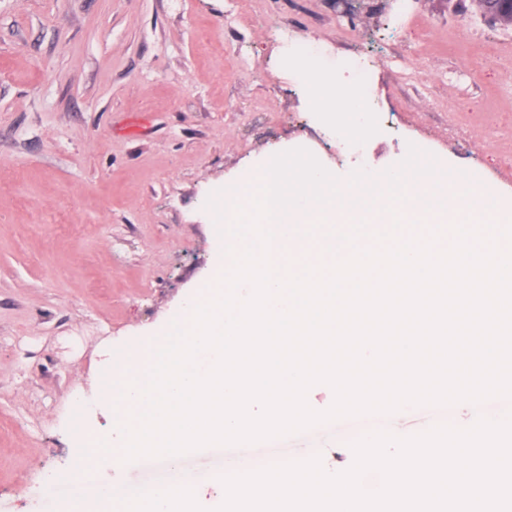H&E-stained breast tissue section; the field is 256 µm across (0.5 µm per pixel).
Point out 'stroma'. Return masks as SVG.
Wrapping results in <instances>:
<instances>
[{"mask_svg": "<svg viewBox=\"0 0 512 512\" xmlns=\"http://www.w3.org/2000/svg\"><path fill=\"white\" fill-rule=\"evenodd\" d=\"M468 20L491 62L482 80L448 56ZM288 31L320 72L357 88L343 60L375 63L376 95L350 136L316 112ZM512 113V32L471 0H0V512H56L77 434H111L95 382L102 352L147 345L222 252L209 197L273 155L309 150L347 185L382 176L409 146L512 207V127L448 139V115ZM358 429L185 453L206 490L243 462H354Z\"/></svg>", "mask_w": 512, "mask_h": 512, "instance_id": "35a3bbf8", "label": "stroma"}]
</instances>
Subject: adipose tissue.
<instances>
[{"mask_svg": "<svg viewBox=\"0 0 512 512\" xmlns=\"http://www.w3.org/2000/svg\"><path fill=\"white\" fill-rule=\"evenodd\" d=\"M306 89L321 111L327 112L342 131L357 132L363 107L357 92L343 87L335 78L319 74L313 62H306Z\"/></svg>", "mask_w": 512, "mask_h": 512, "instance_id": "ef3b65f1", "label": "adipose tissue"}]
</instances>
